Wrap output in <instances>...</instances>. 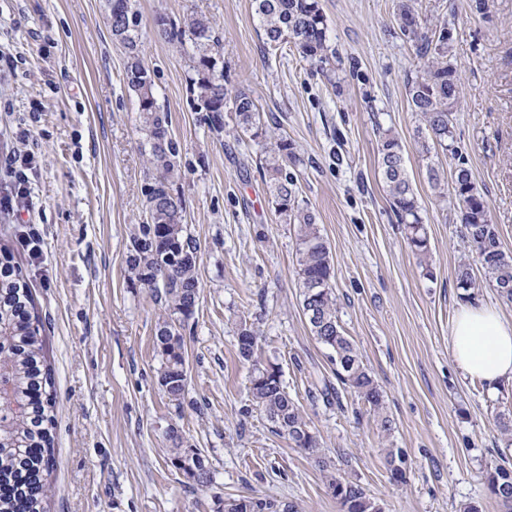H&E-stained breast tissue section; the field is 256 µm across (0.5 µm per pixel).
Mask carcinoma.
<instances>
[{
	"mask_svg": "<svg viewBox=\"0 0 512 512\" xmlns=\"http://www.w3.org/2000/svg\"><path fill=\"white\" fill-rule=\"evenodd\" d=\"M254 13L264 42L273 49L293 44L300 57L320 64L331 78L336 51L331 48L328 28L319 0H253ZM112 36L128 52V88L138 101V112L149 153L158 175L147 189V221L132 238L128 263L135 278L163 300L167 318L158 324L155 341L162 358L159 383L170 401L181 403L188 388L185 359V322L200 297L197 251L184 235L185 200L174 188L178 148L168 136V116L161 113L154 93L153 71L140 56L141 16L135 0H106ZM394 22L403 40L410 43L422 70L406 81L411 110L424 124L417 141L425 154L442 151L457 160L451 173V195L463 227V239L476 263L496 291L512 288V253L503 249L499 231L491 223L489 203L475 186L472 171L456 146L455 114L460 100V81L451 62L452 46L448 20L423 21L413 0H397ZM164 36L180 44L189 41L195 53L189 58L190 91L196 110L210 113L214 128L224 126V113H231L236 127L257 140L264 138L261 168L275 211L296 226V257L301 283V307L312 335L332 351L331 361L347 362L335 369L336 379L378 414L379 426L389 435L393 420L384 413V395L364 366L357 349L339 323L334 276L328 242L314 214L301 207L296 196L292 169L301 157L284 136L266 138L256 100L244 91L228 89L229 73L221 61L222 45L211 22L190 15L177 22L159 18ZM378 168L391 207L404 225L407 239L426 262L429 238L420 206L405 163L401 140L385 131L380 136ZM461 299H471L476 286L467 261L455 269ZM43 323L22 267L11 251L0 252V512H47L45 503L52 469L56 394L51 368L43 351ZM260 336L250 325L238 332V355L252 363V404L262 411L275 431L297 448L320 452L298 405L290 397L283 379L265 378L257 356ZM171 462L200 487L212 483L208 461L198 449L172 448ZM390 479L401 482L406 470L396 467L405 460L401 452L386 454ZM328 487L340 512H376L374 499L356 482L332 475ZM491 494L512 512V467L500 464L489 475ZM223 512H298L291 502L241 497L224 501Z\"/></svg>",
	"mask_w": 512,
	"mask_h": 512,
	"instance_id": "carcinoma-1",
	"label": "carcinoma"
}]
</instances>
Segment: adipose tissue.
<instances>
[{
  "label": "adipose tissue",
  "instance_id": "obj_1",
  "mask_svg": "<svg viewBox=\"0 0 512 512\" xmlns=\"http://www.w3.org/2000/svg\"><path fill=\"white\" fill-rule=\"evenodd\" d=\"M450 349L458 371L489 392L512 382V318L498 309L462 305L451 327Z\"/></svg>",
  "mask_w": 512,
  "mask_h": 512
}]
</instances>
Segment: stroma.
Segmentation results:
<instances>
[{"instance_id":"1","label":"stroma","mask_w":512,"mask_h":512,"mask_svg":"<svg viewBox=\"0 0 512 512\" xmlns=\"http://www.w3.org/2000/svg\"><path fill=\"white\" fill-rule=\"evenodd\" d=\"M415 0L447 18L461 82L456 132L502 244L512 251V0ZM395 0H320L336 79L293 46L264 43L253 0H136L142 57L178 145L184 230L197 248L200 299L185 330L188 391L171 402L159 384L155 334L162 302L131 274V239L146 221L153 173L128 55L112 36L105 0H0V192L12 162L30 160L21 207L0 211V247L27 274L45 323L56 390L49 512H219L221 500L261 497L298 512H339L330 474L357 481L383 512H503L487 477L502 460L498 422L512 387L492 394L456 369L448 342L461 305L457 265L470 254L450 202L428 167L405 92L421 67L393 25ZM209 18L224 46L230 90L257 102L268 135L287 136L303 163L298 199L331 246L340 324L383 392L395 428L354 393L313 395L333 379L328 349L303 315L295 227L271 203L261 146L226 124L214 131L189 91L191 44L168 41L158 18ZM392 130L426 224L431 276L409 248L378 173V128ZM260 334V359L278 365L321 443L314 457L276 433L249 393L237 353L242 324ZM208 459L213 485L193 486L172 447ZM402 449L406 478L390 480L387 449Z\"/></svg>"}]
</instances>
